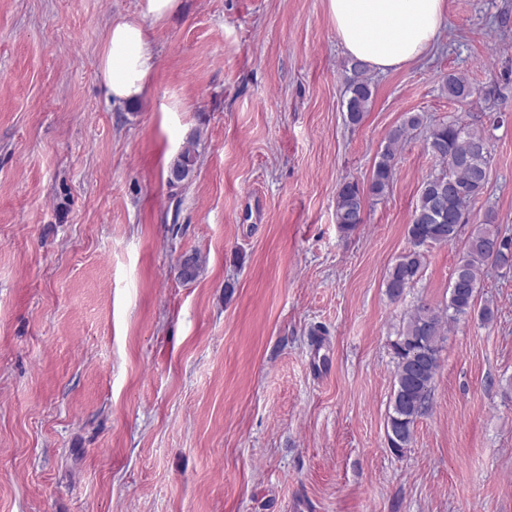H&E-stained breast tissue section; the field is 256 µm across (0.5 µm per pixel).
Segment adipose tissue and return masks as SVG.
Masks as SVG:
<instances>
[{
	"instance_id": "obj_1",
	"label": "adipose tissue",
	"mask_w": 512,
	"mask_h": 512,
	"mask_svg": "<svg viewBox=\"0 0 512 512\" xmlns=\"http://www.w3.org/2000/svg\"><path fill=\"white\" fill-rule=\"evenodd\" d=\"M336 37L351 59L387 72L425 56L446 23V0H327ZM155 66L151 32L136 20L113 21L101 58L105 94L138 100Z\"/></svg>"
}]
</instances>
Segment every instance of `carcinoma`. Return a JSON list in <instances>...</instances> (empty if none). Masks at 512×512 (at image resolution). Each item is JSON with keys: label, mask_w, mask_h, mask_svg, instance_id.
<instances>
[{"label": "carcinoma", "mask_w": 512, "mask_h": 512, "mask_svg": "<svg viewBox=\"0 0 512 512\" xmlns=\"http://www.w3.org/2000/svg\"><path fill=\"white\" fill-rule=\"evenodd\" d=\"M351 70L353 77L346 89V110L349 123L357 125L368 111L373 91L365 78L363 63L353 62ZM445 83L451 99L457 102L480 95V89L463 75L450 74ZM419 125L420 117L413 115L389 133L388 142L372 171L369 192L373 196L382 197L390 188L395 175L397 148L408 130ZM489 140L485 129L465 122L458 115L430 128L426 150L441 166L446 181H438L437 174L431 173L421 182L419 203L412 223L408 225L411 248L397 258L385 278V288L391 299H400L421 276L422 247L427 244L452 245L458 241L468 207L479 198L487 184L491 159ZM196 163V150L191 142L173 160L171 180L186 179ZM363 202L364 191L358 183L346 181L339 187L335 220L342 232H352L364 223ZM489 263L512 268V234L503 232L491 216L485 223L475 225L464 243L445 308L435 309L424 302L417 304L392 344L396 365L386 430L388 447L397 455L411 445L418 418L430 408L447 322H457L474 314L484 324L494 318L490 305L477 307L480 272Z\"/></svg>", "instance_id": "1"}]
</instances>
